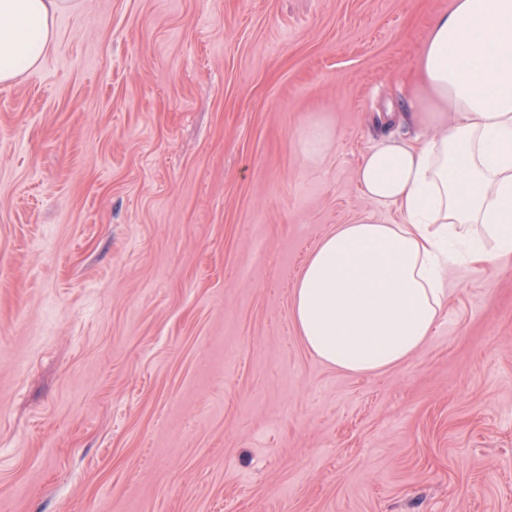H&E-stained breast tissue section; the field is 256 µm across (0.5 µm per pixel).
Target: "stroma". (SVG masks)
Instances as JSON below:
<instances>
[{"label": "stroma", "mask_w": 512, "mask_h": 512, "mask_svg": "<svg viewBox=\"0 0 512 512\" xmlns=\"http://www.w3.org/2000/svg\"><path fill=\"white\" fill-rule=\"evenodd\" d=\"M451 3L72 0L0 85V512H512V261L377 374L291 313ZM333 137V129L322 118L312 119L302 130L300 142L304 155L310 157L328 148Z\"/></svg>", "instance_id": "1"}]
</instances>
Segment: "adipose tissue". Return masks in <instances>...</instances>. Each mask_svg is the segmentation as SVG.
<instances>
[{"instance_id": "adipose-tissue-1", "label": "adipose tissue", "mask_w": 512, "mask_h": 512, "mask_svg": "<svg viewBox=\"0 0 512 512\" xmlns=\"http://www.w3.org/2000/svg\"><path fill=\"white\" fill-rule=\"evenodd\" d=\"M68 7L0 0L1 85L40 66ZM404 119L424 137L380 138L355 174L373 211L324 236L293 290L308 349L350 373L422 348L451 268L512 258V0H452L434 16Z\"/></svg>"}]
</instances>
